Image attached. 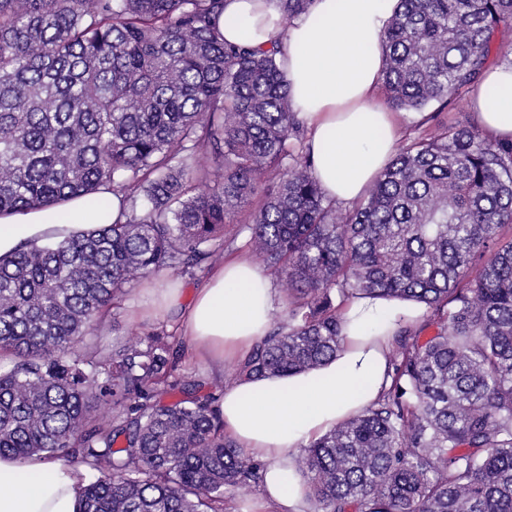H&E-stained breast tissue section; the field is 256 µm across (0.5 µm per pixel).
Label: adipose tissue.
Here are the masks:
<instances>
[{
    "mask_svg": "<svg viewBox=\"0 0 512 512\" xmlns=\"http://www.w3.org/2000/svg\"><path fill=\"white\" fill-rule=\"evenodd\" d=\"M398 0H314L287 20L280 0H225L219 29L225 41L266 47L279 40L292 108L308 131L311 172L325 197L347 205L361 199L390 162L400 138L395 113L378 102L383 53L380 37ZM480 128L490 138H512V66L486 70L473 95ZM42 209L0 215V261L24 245H41L116 221L118 197L101 193ZM281 298L249 254L227 261L182 303L166 287L158 311L175 312L181 334L198 356L223 366L247 357L266 335ZM408 299L359 297L340 310L343 347L318 368L285 376H235L219 402L224 435L265 464L255 512H305L295 478L298 448L361 413L390 383L389 341L399 326L420 320ZM39 475L23 483V472ZM83 467L68 462L19 463L0 457V512H80Z\"/></svg>",
    "mask_w": 512,
    "mask_h": 512,
    "instance_id": "obj_1",
    "label": "adipose tissue"
}]
</instances>
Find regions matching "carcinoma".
Segmentation results:
<instances>
[{
    "mask_svg": "<svg viewBox=\"0 0 512 512\" xmlns=\"http://www.w3.org/2000/svg\"><path fill=\"white\" fill-rule=\"evenodd\" d=\"M282 2L291 21L313 0ZM223 9L0 0V215L97 207L103 187L126 202L113 224L0 263V456L87 467L82 512H236L262 473L224 439L219 394L181 386L163 332L110 352L91 335L131 282L191 275L244 233L291 300L236 376L335 356L357 295L414 299L435 328L397 331L377 402L299 450L309 512H512V139L410 138L336 205L289 147L277 44H226ZM509 29L512 0H400L381 35L388 104L465 106Z\"/></svg>",
    "mask_w": 512,
    "mask_h": 512,
    "instance_id": "carcinoma-1",
    "label": "carcinoma"
}]
</instances>
